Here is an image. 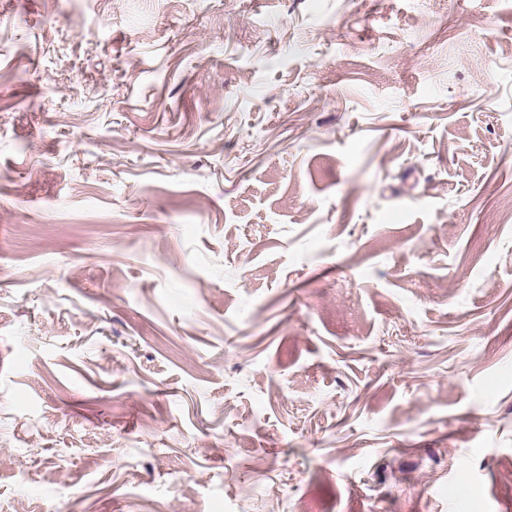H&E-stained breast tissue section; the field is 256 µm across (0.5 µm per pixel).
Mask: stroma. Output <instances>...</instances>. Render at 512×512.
Wrapping results in <instances>:
<instances>
[{"label": "stroma", "mask_w": 512, "mask_h": 512, "mask_svg": "<svg viewBox=\"0 0 512 512\" xmlns=\"http://www.w3.org/2000/svg\"><path fill=\"white\" fill-rule=\"evenodd\" d=\"M0 512H512V0H0Z\"/></svg>", "instance_id": "obj_1"}]
</instances>
